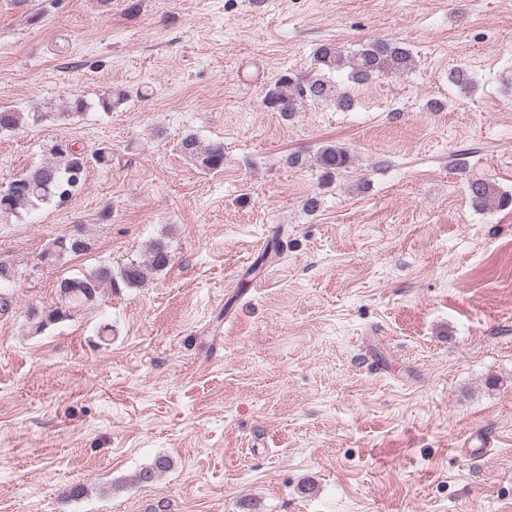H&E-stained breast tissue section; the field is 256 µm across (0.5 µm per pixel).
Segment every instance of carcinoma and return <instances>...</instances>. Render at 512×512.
Masks as SVG:
<instances>
[{
  "label": "carcinoma",
  "mask_w": 512,
  "mask_h": 512,
  "mask_svg": "<svg viewBox=\"0 0 512 512\" xmlns=\"http://www.w3.org/2000/svg\"><path fill=\"white\" fill-rule=\"evenodd\" d=\"M412 65L410 50L399 42L377 39L352 52L335 43H324L314 52L311 72L305 75L282 73L266 89L263 104L286 117L293 116L309 102H329L340 111L349 112L355 106V98L350 90L339 87L334 75L345 71L350 83L364 84L374 78L404 73ZM449 77L464 91L476 86V81L464 67L451 71ZM23 121L21 112L0 110V130L16 129ZM178 151L204 170L224 169V144L220 141L204 145L195 135L188 134L178 143ZM54 155V160L27 170L0 192V217L15 215L22 208L36 209L61 197L66 189L78 183L75 173L84 170L86 164L82 152L65 148ZM353 161L352 152L341 145H323L316 152V164L327 178L351 168ZM466 189L470 204L477 211L512 208V194L500 191L488 179L471 178ZM88 248L85 237L72 236L56 240L45 254L54 261L64 254H80ZM147 251L151 268L162 269L169 265L171 257L166 242L156 239L148 245ZM145 279V267L137 263L124 266L117 275L112 273L111 266L100 265L82 277L62 279L59 288L68 304L78 305L94 301L102 288L132 287Z\"/></svg>",
  "instance_id": "1"
}]
</instances>
